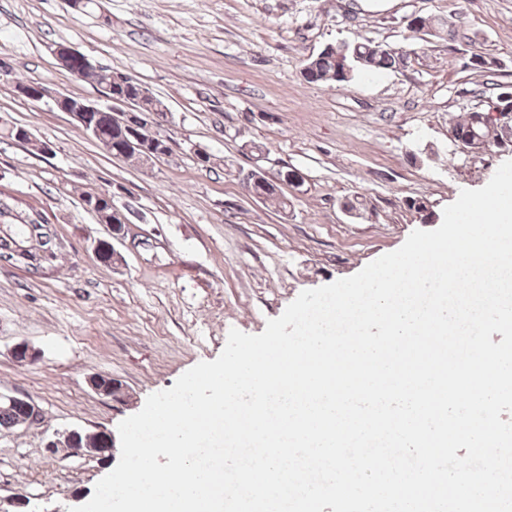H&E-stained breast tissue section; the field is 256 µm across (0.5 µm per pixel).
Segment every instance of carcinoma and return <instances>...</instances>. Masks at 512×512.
<instances>
[{
    "label": "carcinoma",
    "mask_w": 512,
    "mask_h": 512,
    "mask_svg": "<svg viewBox=\"0 0 512 512\" xmlns=\"http://www.w3.org/2000/svg\"><path fill=\"white\" fill-rule=\"evenodd\" d=\"M402 66L398 58L387 51V45L366 38L352 42L328 44L320 52L310 56L304 62L301 74L308 83L347 84L361 73H375L394 70ZM79 77H97L104 84V94L110 96L125 95L136 99L133 115V127L127 129L114 121L108 112H94L91 119L96 126L94 139L111 154L120 153L125 160L140 165L144 159L128 150V134L136 141L154 151H162L159 135L148 131V122L142 114L156 112L165 115L168 106L161 99L139 96L140 84L121 79L119 74H101V69L91 61H76L73 64ZM512 113V85L502 88L494 100L481 106L466 109V112L453 124L452 134L457 140L469 142L479 151L489 147H499L496 129L482 120V113L489 109ZM255 191L264 197V201L284 208L288 200L281 188L266 179L255 185ZM0 257L8 263L22 265L31 271H37L44 264L56 259V244L48 232L47 225L28 222L26 224L0 223ZM21 417L20 407L0 404V430L18 427Z\"/></svg>",
    "instance_id": "obj_1"
}]
</instances>
